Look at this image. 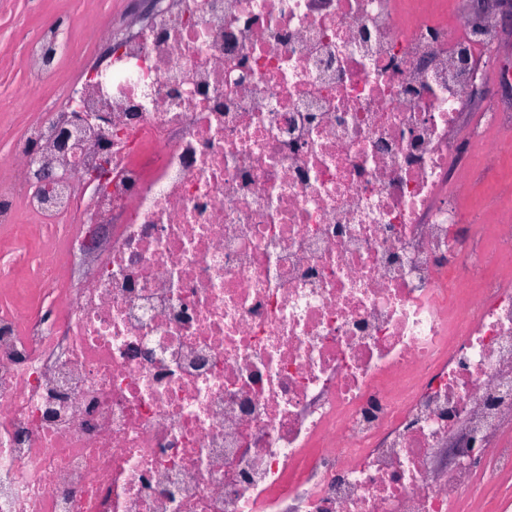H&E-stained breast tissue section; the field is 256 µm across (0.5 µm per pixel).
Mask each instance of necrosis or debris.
<instances>
[{"label": "necrosis or debris", "instance_id": "4bbe7bcc", "mask_svg": "<svg viewBox=\"0 0 512 512\" xmlns=\"http://www.w3.org/2000/svg\"><path fill=\"white\" fill-rule=\"evenodd\" d=\"M44 21L22 67L52 78ZM495 20L174 0L0 161V512H488L512 479ZM53 180L34 177L38 167ZM107 245L91 272L62 259Z\"/></svg>", "mask_w": 512, "mask_h": 512}]
</instances>
